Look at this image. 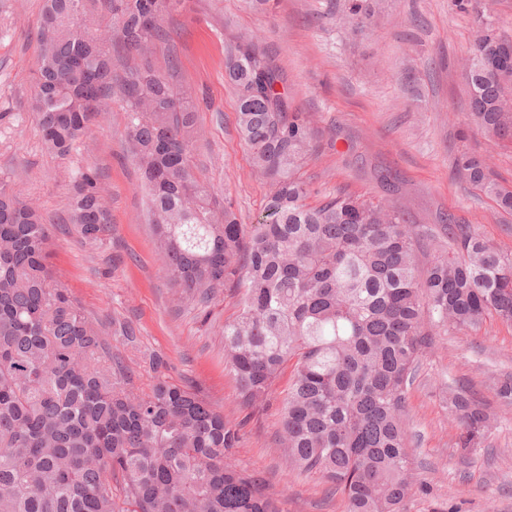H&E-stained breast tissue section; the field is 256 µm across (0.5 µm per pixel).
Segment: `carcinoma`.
<instances>
[{
  "instance_id": "cac0c4a2",
  "label": "carcinoma",
  "mask_w": 512,
  "mask_h": 512,
  "mask_svg": "<svg viewBox=\"0 0 512 512\" xmlns=\"http://www.w3.org/2000/svg\"><path fill=\"white\" fill-rule=\"evenodd\" d=\"M180 4L107 0L112 26L103 27L85 0H44L31 103L44 145L69 152L120 88L164 277L202 311L223 293L238 298L223 336L242 405L262 408L291 366L278 433L288 466L319 475L346 512H410L427 481L412 454L408 386L438 337L488 317L512 324V253L451 213L410 224L392 200L342 190L308 205L314 189L300 170L313 151L310 120L257 37L230 50L225 79L239 90L237 130L253 171L271 189L261 221L238 223L194 171L191 92L148 63L112 70L114 55L145 58L166 39L163 16ZM382 4L336 0L333 15L367 35ZM510 42L475 30L464 67L469 124L512 141V67L496 62ZM456 168L512 212V190L484 160L464 152ZM67 206L85 242L111 231L97 168L75 177ZM49 244L38 206L1 179L0 512H281L231 458L239 424L189 386L158 379L143 392L122 366L101 363V333L54 282ZM448 401L465 459L495 413L463 386Z\"/></svg>"
}]
</instances>
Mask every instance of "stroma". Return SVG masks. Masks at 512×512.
Masks as SVG:
<instances>
[{
  "label": "stroma",
  "mask_w": 512,
  "mask_h": 512,
  "mask_svg": "<svg viewBox=\"0 0 512 512\" xmlns=\"http://www.w3.org/2000/svg\"><path fill=\"white\" fill-rule=\"evenodd\" d=\"M42 6L43 0H0V176L37 202L52 236L57 283L101 329L104 358L121 360L135 387L148 389L160 377L193 386L242 421L237 463L265 481L282 512H345L341 496L327 495L319 476L289 472L280 456L287 377L263 411L240 407L222 336L238 312L236 299L218 296L204 315L177 305L159 271L149 197L125 141L120 95L67 155L44 146L30 107ZM330 6L331 0H278L272 14L262 15L242 0H184L166 16L168 38L146 61L195 93L198 175L216 196L228 197L239 223L259 220L270 186L251 170L236 128L237 93L224 81L228 49L257 32L315 131L317 150L302 169L314 188L309 205L339 188L385 196L379 174L388 169L403 188L398 202L410 223L432 224L448 212L512 252V215L455 171L456 157L468 152L485 157L494 178L512 185V142L467 129L460 62L482 16L451 0H386L373 32L361 37L327 18ZM90 165L101 173L112 213L111 235L92 244L81 241L67 208L72 178ZM511 372L512 326L495 319L449 333L423 357L406 410L430 490L414 498L411 512H512V405L498 407L487 441L466 458L457 452L458 428L446 405L447 386L458 384L493 400L495 377Z\"/></svg>",
  "instance_id": "35a3bbf8"
}]
</instances>
